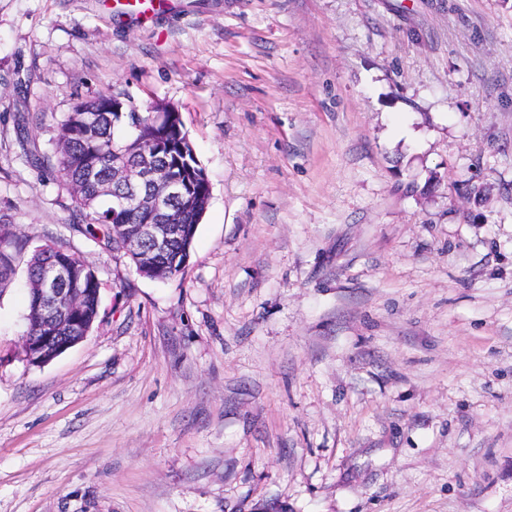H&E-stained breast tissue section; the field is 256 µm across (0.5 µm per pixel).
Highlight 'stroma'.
<instances>
[{"instance_id": "stroma-1", "label": "stroma", "mask_w": 512, "mask_h": 512, "mask_svg": "<svg viewBox=\"0 0 512 512\" xmlns=\"http://www.w3.org/2000/svg\"><path fill=\"white\" fill-rule=\"evenodd\" d=\"M104 91L209 178L176 278L50 163ZM0 224L101 282L40 366L0 292V512H512V0H0Z\"/></svg>"}]
</instances>
